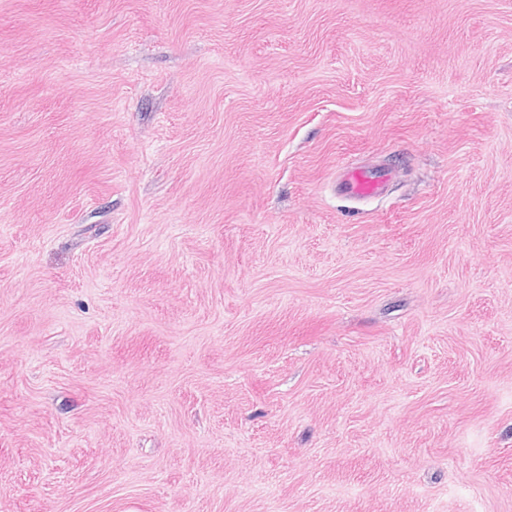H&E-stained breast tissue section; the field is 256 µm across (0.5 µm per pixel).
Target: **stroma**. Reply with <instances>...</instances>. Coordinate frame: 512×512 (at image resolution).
Listing matches in <instances>:
<instances>
[{
    "mask_svg": "<svg viewBox=\"0 0 512 512\" xmlns=\"http://www.w3.org/2000/svg\"><path fill=\"white\" fill-rule=\"evenodd\" d=\"M0 512H512V0H0ZM391 175L386 171L366 167L346 166L340 175L341 191L355 199H370L383 195Z\"/></svg>",
    "mask_w": 512,
    "mask_h": 512,
    "instance_id": "obj_1",
    "label": "stroma"
}]
</instances>
